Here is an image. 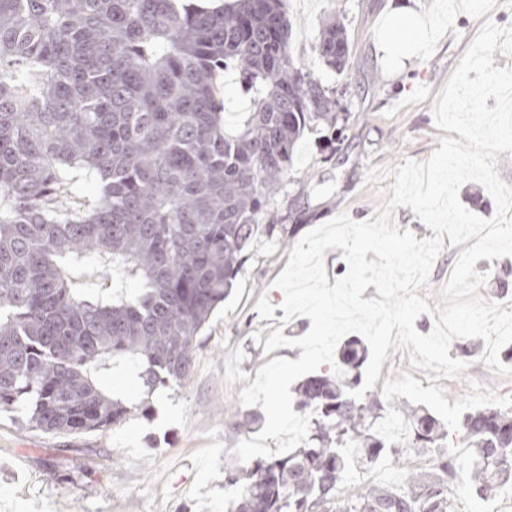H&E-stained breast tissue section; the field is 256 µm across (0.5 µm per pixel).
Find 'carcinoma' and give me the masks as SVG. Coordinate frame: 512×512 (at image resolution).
I'll return each instance as SVG.
<instances>
[{"mask_svg": "<svg viewBox=\"0 0 512 512\" xmlns=\"http://www.w3.org/2000/svg\"><path fill=\"white\" fill-rule=\"evenodd\" d=\"M297 36L283 0H0V409L49 434L103 433L134 407L100 372L128 369L148 394L190 380L201 331L254 242L289 243L269 206L298 141L348 121L295 59ZM313 55L343 73L346 28L324 22ZM230 66L252 93L231 128L216 88ZM67 169L97 174L93 206H58ZM86 264L111 296L73 291ZM367 356L349 338L342 374L297 386L296 410L314 413L305 443L225 463V484L240 488L228 512H456L458 492L491 500L512 485V410L447 426L354 399ZM407 453L429 456L431 471L339 496L353 472Z\"/></svg>", "mask_w": 512, "mask_h": 512, "instance_id": "obj_1", "label": "carcinoma"}]
</instances>
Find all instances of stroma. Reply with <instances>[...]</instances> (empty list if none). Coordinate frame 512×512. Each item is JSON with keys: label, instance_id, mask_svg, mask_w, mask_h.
<instances>
[{"label": "stroma", "instance_id": "35a3bbf8", "mask_svg": "<svg viewBox=\"0 0 512 512\" xmlns=\"http://www.w3.org/2000/svg\"><path fill=\"white\" fill-rule=\"evenodd\" d=\"M400 9L428 20L424 48L393 53L389 28ZM285 10L299 31L296 56L313 64L348 117L345 130L321 125L297 146L274 208L298 239L342 212L356 221L372 217L382 195L366 181L369 168L424 161L439 149L445 132L434 123L435 99L484 22L512 26V10L486 9L478 0H285ZM333 15L346 25L351 49L340 75L311 53L322 21ZM289 258V249L255 242L244 272L202 331L185 386L149 394L126 371L102 373L110 393L143 401L148 416H132L103 434L51 435L26 428L21 413L1 411L0 512H58L65 501L78 512H224L236 495L224 486V463L242 440L230 426L247 412L239 394L270 359L300 357L298 347L265 351L275 329L297 338L311 327L306 317L282 321L284 295L274 282ZM475 269L488 276L481 296L512 300V257L481 259ZM263 296L276 306L273 318L256 310ZM466 364L458 376L432 382L411 367L408 351H392L371 394L447 422L466 410L512 409V376L497 375L476 356ZM408 470L427 468L402 461L368 468L340 493H362Z\"/></svg>", "mask_w": 512, "mask_h": 512}]
</instances>
